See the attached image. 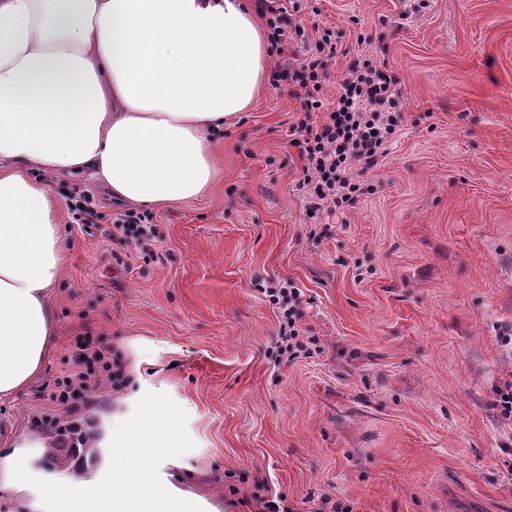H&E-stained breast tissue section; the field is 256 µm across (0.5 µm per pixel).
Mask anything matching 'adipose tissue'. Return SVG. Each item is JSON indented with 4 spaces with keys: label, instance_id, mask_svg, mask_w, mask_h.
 Returning <instances> with one entry per match:
<instances>
[{
    "label": "adipose tissue",
    "instance_id": "ef3b65f1",
    "mask_svg": "<svg viewBox=\"0 0 512 512\" xmlns=\"http://www.w3.org/2000/svg\"><path fill=\"white\" fill-rule=\"evenodd\" d=\"M269 49L248 0H0V398L39 374L65 256L49 181L133 206L208 192Z\"/></svg>",
    "mask_w": 512,
    "mask_h": 512
}]
</instances>
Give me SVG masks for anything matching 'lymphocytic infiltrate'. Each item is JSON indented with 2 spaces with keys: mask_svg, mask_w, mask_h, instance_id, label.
<instances>
[{
  "mask_svg": "<svg viewBox=\"0 0 512 512\" xmlns=\"http://www.w3.org/2000/svg\"><path fill=\"white\" fill-rule=\"evenodd\" d=\"M268 18V38L273 51L286 53L302 30L287 7H274L273 0H257ZM336 47L330 33L311 43L302 59L286 64L278 80L301 88L304 117L296 127L293 143L304 161L303 175L295 188L312 216H333L354 206L365 192V185L355 175V166H376L386 154V145L398 127L400 92L390 71L376 59L362 58L345 73L334 107H325L319 92L326 78L327 62ZM320 113L319 123H312L313 113ZM68 211L73 223L101 229L110 241L153 257L158 236L152 216L128 209L120 213L102 211L94 199L80 189L67 195ZM272 302L281 309L278 344L281 356L292 360L303 350L297 326L303 294L294 285L270 289ZM73 368L57 379L48 397L57 405L68 407L75 417L68 427L59 429L58 440L74 446L84 445L89 435L79 419L78 401L83 392L107 384L112 389L124 387L126 375L120 357L111 345L92 336L76 342Z\"/></svg>",
  "mask_w": 512,
  "mask_h": 512,
  "instance_id": "obj_1",
  "label": "lymphocytic infiltrate"
}]
</instances>
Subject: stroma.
<instances>
[{
	"label": "stroma",
	"mask_w": 512,
	"mask_h": 512,
	"mask_svg": "<svg viewBox=\"0 0 512 512\" xmlns=\"http://www.w3.org/2000/svg\"><path fill=\"white\" fill-rule=\"evenodd\" d=\"M305 37L331 34L321 98L371 54L398 80L400 127L366 192L322 233L295 190L296 86L266 79L215 147L196 199L153 208L159 258L61 212L67 265L37 378L0 400V462L34 460L55 431L46 386L99 336L128 381L86 392L96 446L144 392L188 414L195 446L164 461L172 494L204 512H512V0H301ZM304 39L295 40L302 47ZM291 280L309 357L278 359ZM0 512H43L0 471Z\"/></svg>",
	"instance_id": "35a3bbf8"
}]
</instances>
